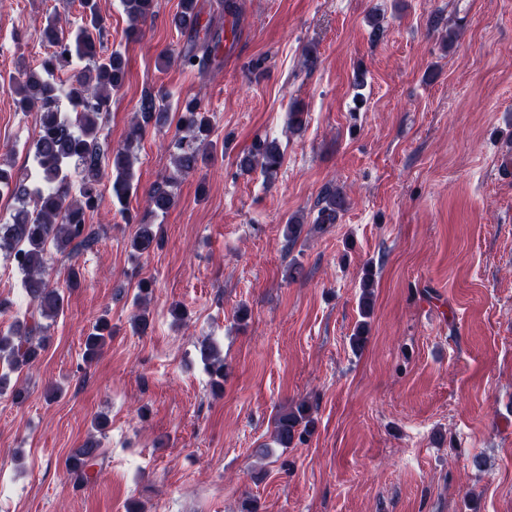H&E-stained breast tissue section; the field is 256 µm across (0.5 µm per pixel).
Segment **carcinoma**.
Listing matches in <instances>:
<instances>
[{
	"instance_id": "1",
	"label": "carcinoma",
	"mask_w": 512,
	"mask_h": 512,
	"mask_svg": "<svg viewBox=\"0 0 512 512\" xmlns=\"http://www.w3.org/2000/svg\"><path fill=\"white\" fill-rule=\"evenodd\" d=\"M124 9L138 31L141 23L152 17L156 0H123ZM84 17L77 28H65L61 19L48 16L40 25V35L53 48L42 63V69L22 68L8 90L23 112L39 113V131L32 151V171L18 174L0 166V191L11 193L18 201L11 220L0 224V250L10 257L22 274L21 286L35 308V313L23 321L14 322L8 331H0V395H9L17 404L27 399L22 386H9L8 376L22 366L35 362L46 339L48 326L41 319H52L64 311V288L79 286L78 272L70 268L65 287L51 282L48 248L70 256L92 247L97 242L95 231L87 224V215L98 206L99 187L104 180L112 181V198L128 224L137 229L131 240V255L135 258L150 253L159 244L158 231L147 216L167 212L176 202L174 187L185 175L207 164L213 155L210 146V121L199 102H185L179 115V130L184 135L174 142V171L163 177L148 193L145 215L129 211L127 204L136 192L134 186V144L150 126L166 125L169 110L163 104L165 95L149 93L140 99L131 118V126L123 145L112 147L103 133V119L109 112L112 92L124 83L127 61L119 50L98 54L97 43L105 29V19L97 12L94 0H83ZM171 24L186 41L176 60L184 68L207 70L215 62L220 47V33L213 23L201 24L196 0H180V10ZM85 66L76 67L77 62ZM70 70L69 85L57 82L55 72ZM66 96L74 115L59 110L61 96ZM284 151L276 139L266 138L238 156L237 166L243 172L260 171L268 180L282 165ZM347 207V197L339 189L327 187L317 202L313 224L322 229ZM305 232L303 218L292 215L283 226V237L294 246ZM152 283L139 284L141 295L135 304L139 311L133 317L134 329L144 332L149 318L143 302ZM360 316L352 346L358 350L365 343L367 318L373 309V274L365 272L360 282ZM111 335V325L101 317L85 337L84 358L92 361L103 350ZM205 369L214 387L224 386V357L214 344L201 351ZM315 427L312 407L305 401L277 413L274 418L273 441L280 448H289L311 434ZM98 440L88 438L82 448L69 458L67 474L81 484L95 477L91 462L98 457Z\"/></svg>"
}]
</instances>
